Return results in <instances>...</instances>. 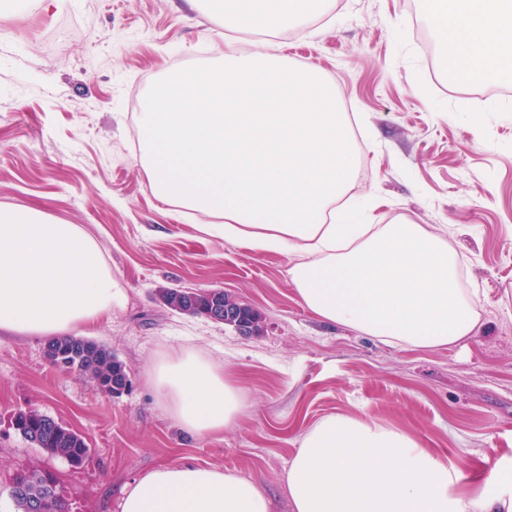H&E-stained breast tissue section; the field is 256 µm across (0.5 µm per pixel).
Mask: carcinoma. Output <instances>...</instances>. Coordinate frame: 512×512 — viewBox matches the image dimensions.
<instances>
[{
  "mask_svg": "<svg viewBox=\"0 0 512 512\" xmlns=\"http://www.w3.org/2000/svg\"><path fill=\"white\" fill-rule=\"evenodd\" d=\"M185 290L180 288H160L156 293L157 300L164 307L193 316H201L211 308V297L203 292L195 295L194 309L183 307ZM75 352L79 361L65 368L77 371L90 377L104 390L127 381V373L121 361L112 350L94 340L78 336H61L50 339L45 352ZM13 426L20 435L31 444L41 448L51 457L67 456L71 465L79 468L89 457L84 438L78 433L48 419L37 410H18L13 414ZM12 484L24 488L20 495H10L14 512H29L30 499L47 501L46 512H70L69 504L59 495L52 476L35 467L31 471H21L14 476Z\"/></svg>",
  "mask_w": 512,
  "mask_h": 512,
  "instance_id": "1",
  "label": "carcinoma"
}]
</instances>
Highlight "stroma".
I'll return each instance as SVG.
<instances>
[{
    "instance_id": "obj_1",
    "label": "stroma",
    "mask_w": 512,
    "mask_h": 512,
    "mask_svg": "<svg viewBox=\"0 0 512 512\" xmlns=\"http://www.w3.org/2000/svg\"><path fill=\"white\" fill-rule=\"evenodd\" d=\"M71 37L55 40L57 25ZM421 0H329L326 17L264 42L287 63L318 68L355 119L358 178L345 197L374 204L381 223L422 225L459 258L460 285L479 291L481 324L466 347L388 345L313 315L290 285L289 259L199 230L203 215L173 211L135 162L132 111L149 88L190 66L220 63L236 31L208 0H59L49 9L0 8V207H32L94 236L128 288L127 309L88 331L124 364L129 388L100 393L89 377L50 365L45 339L0 338V512L19 464L49 471L71 512H120L144 472L192 463L261 483L290 512L280 477L301 435L345 414L408 432L448 460L512 457V100L432 88L419 33ZM161 287L224 290L263 316L261 335L163 308ZM220 362L246 399L214 436L181 431L147 382L162 351ZM33 408L81 434L90 460L75 469L12 428Z\"/></svg>"
}]
</instances>
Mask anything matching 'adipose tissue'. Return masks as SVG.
<instances>
[{
  "instance_id": "adipose-tissue-1",
  "label": "adipose tissue",
  "mask_w": 512,
  "mask_h": 512,
  "mask_svg": "<svg viewBox=\"0 0 512 512\" xmlns=\"http://www.w3.org/2000/svg\"><path fill=\"white\" fill-rule=\"evenodd\" d=\"M315 0H224L226 27L297 23ZM458 77L512 73V0H426ZM135 158L156 196L210 216L201 232L290 256L288 281L321 320L390 344L462 346L481 322L447 242L418 224H366L343 206L357 175L336 88L311 66L234 49L204 79L176 74L137 114ZM128 290L77 224L0 208V335L74 334L123 311ZM169 417L223 433L244 406L224 368L189 350L148 368ZM406 432L330 415L303 434L281 477L292 512H512V460L467 478ZM256 482L194 464L159 467L122 491L121 512H272Z\"/></svg>"
}]
</instances>
